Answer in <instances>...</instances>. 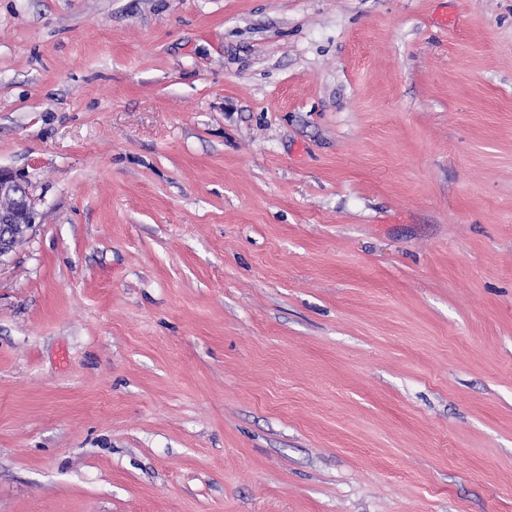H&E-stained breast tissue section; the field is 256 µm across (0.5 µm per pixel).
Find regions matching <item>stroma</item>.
<instances>
[{
  "instance_id": "35a3bbf8",
  "label": "stroma",
  "mask_w": 512,
  "mask_h": 512,
  "mask_svg": "<svg viewBox=\"0 0 512 512\" xmlns=\"http://www.w3.org/2000/svg\"><path fill=\"white\" fill-rule=\"evenodd\" d=\"M0 512H512V0H0ZM39 205L40 198L22 173L0 167V259L9 254L13 229L18 226L26 233L37 223Z\"/></svg>"
}]
</instances>
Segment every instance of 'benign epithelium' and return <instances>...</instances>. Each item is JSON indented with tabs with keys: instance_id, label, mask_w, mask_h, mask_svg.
I'll return each instance as SVG.
<instances>
[{
	"instance_id": "benign-epithelium-1",
	"label": "benign epithelium",
	"mask_w": 512,
	"mask_h": 512,
	"mask_svg": "<svg viewBox=\"0 0 512 512\" xmlns=\"http://www.w3.org/2000/svg\"><path fill=\"white\" fill-rule=\"evenodd\" d=\"M40 198L26 177L0 167V258L9 254L13 229L29 230L40 217Z\"/></svg>"
}]
</instances>
